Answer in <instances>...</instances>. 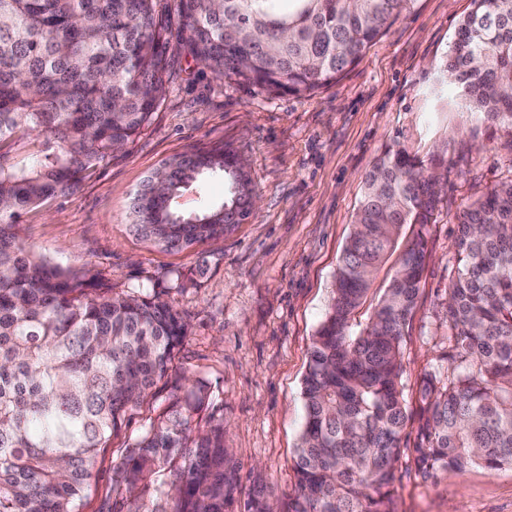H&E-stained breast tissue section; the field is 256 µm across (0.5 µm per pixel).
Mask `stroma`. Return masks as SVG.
I'll return each instance as SVG.
<instances>
[{"label": "stroma", "instance_id": "obj_1", "mask_svg": "<svg viewBox=\"0 0 512 512\" xmlns=\"http://www.w3.org/2000/svg\"><path fill=\"white\" fill-rule=\"evenodd\" d=\"M470 8V0H412L357 65L309 96L216 79L186 51L170 49L167 93L150 124L72 194L21 215L20 236L34 255L101 275L117 293L159 295L189 323L176 375L129 410L99 451L80 512H112L113 466L186 376L205 382L211 410L224 420L240 476L233 512H244L259 489L288 505L312 339L354 228L363 176L394 145L448 162L425 228L427 258L404 346L407 386L436 363L458 215L512 178V129L473 111L442 70ZM219 146L245 162L257 197L250 218L218 243L181 252L132 236L129 202L142 181L168 158ZM393 492L397 512H512V469L425 481L402 460Z\"/></svg>", "mask_w": 512, "mask_h": 512}]
</instances>
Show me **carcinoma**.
I'll use <instances>...</instances> for the list:
<instances>
[{"label": "carcinoma", "instance_id": "cac0c4a2", "mask_svg": "<svg viewBox=\"0 0 512 512\" xmlns=\"http://www.w3.org/2000/svg\"><path fill=\"white\" fill-rule=\"evenodd\" d=\"M411 0H0V512H80L100 449L128 410L175 368L188 332L158 297L112 293L96 275L60 270L17 233L22 213L69 194L148 125L168 81V21L177 47L217 77L271 92L311 95L359 63ZM229 16L239 35L224 33ZM446 76L470 106L512 129V0H472ZM40 149L25 161L14 145ZM161 166L165 223H146L130 198L129 231L180 252L224 237L234 176L224 149ZM222 172L224 203L182 213L173 200L206 172ZM303 379L305 418L289 512H395L394 465L406 456L424 479L469 467L512 469V178L461 213L456 275L445 299L448 351L404 383V340L425 267L424 229L440 178L405 148L389 149L364 179ZM398 269L368 322H354L378 269ZM197 381L112 471V512H227L238 466L224 421ZM417 442L404 443L408 426ZM245 512H274L263 491Z\"/></svg>", "mask_w": 512, "mask_h": 512}]
</instances>
